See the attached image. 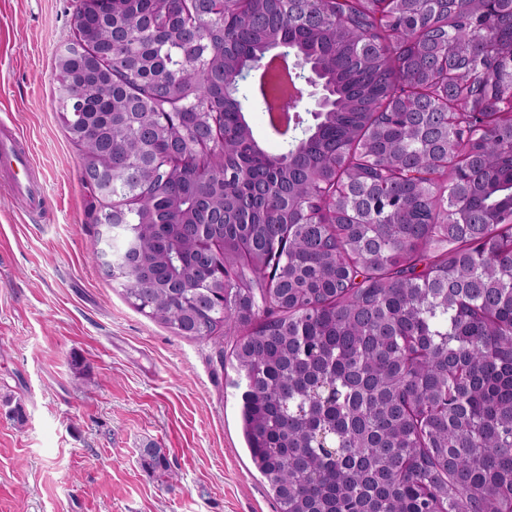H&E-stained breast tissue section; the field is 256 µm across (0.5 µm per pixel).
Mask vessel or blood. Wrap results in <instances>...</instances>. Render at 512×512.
I'll list each match as a JSON object with an SVG mask.
<instances>
[{"mask_svg": "<svg viewBox=\"0 0 512 512\" xmlns=\"http://www.w3.org/2000/svg\"><path fill=\"white\" fill-rule=\"evenodd\" d=\"M30 164V150L20 134L8 128L0 130V174L6 176L8 185L26 210L39 212L48 205L43 185L36 179L19 177Z\"/></svg>", "mask_w": 512, "mask_h": 512, "instance_id": "b4317fda", "label": "vessel or blood"}]
</instances>
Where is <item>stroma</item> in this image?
Listing matches in <instances>:
<instances>
[{"label":"stroma","mask_w":512,"mask_h":512,"mask_svg":"<svg viewBox=\"0 0 512 512\" xmlns=\"http://www.w3.org/2000/svg\"><path fill=\"white\" fill-rule=\"evenodd\" d=\"M72 16L73 0H0V121L26 138L49 200L29 217L0 181V512H275L235 372L136 311L91 258L51 78ZM150 445L168 472L143 466Z\"/></svg>","instance_id":"35a3bbf8"}]
</instances>
